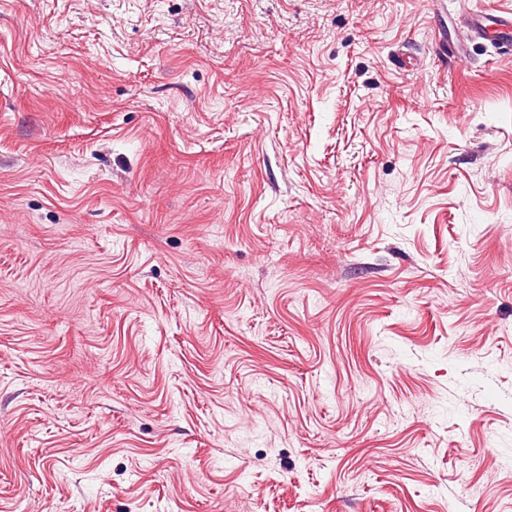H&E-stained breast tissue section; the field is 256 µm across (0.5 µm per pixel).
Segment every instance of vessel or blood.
I'll return each mask as SVG.
<instances>
[{"label":"vessel or blood","mask_w":512,"mask_h":512,"mask_svg":"<svg viewBox=\"0 0 512 512\" xmlns=\"http://www.w3.org/2000/svg\"><path fill=\"white\" fill-rule=\"evenodd\" d=\"M466 35L461 39H449L439 43L438 50L443 57L455 60L465 57L467 41L471 38H494L500 50L512 54V12L469 11L462 19Z\"/></svg>","instance_id":"1"}]
</instances>
